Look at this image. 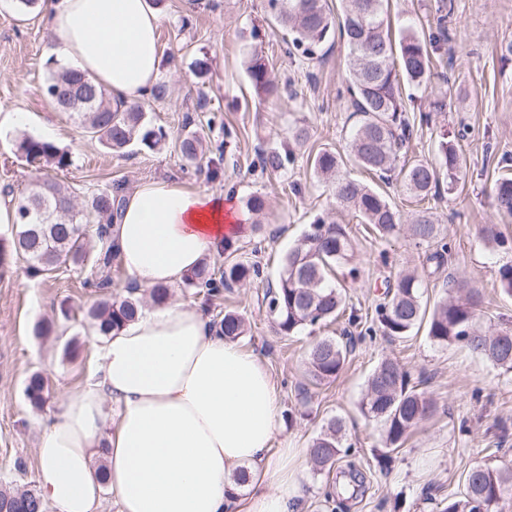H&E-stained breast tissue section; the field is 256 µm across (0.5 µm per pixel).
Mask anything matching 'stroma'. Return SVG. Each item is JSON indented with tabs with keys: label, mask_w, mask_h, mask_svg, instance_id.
Wrapping results in <instances>:
<instances>
[{
	"label": "stroma",
	"mask_w": 512,
	"mask_h": 512,
	"mask_svg": "<svg viewBox=\"0 0 512 512\" xmlns=\"http://www.w3.org/2000/svg\"><path fill=\"white\" fill-rule=\"evenodd\" d=\"M442 0H389L391 29L421 28ZM160 45L163 98L143 107L168 138L161 148L138 146L113 153L90 139L79 121L60 110L44 93L49 74L60 68L56 43L40 13L19 14L13 0H0V192L24 193L35 176L48 177L72 191L77 202L109 185L132 192L148 180L164 179L191 189L226 193L238 209L255 194L265 195L262 228L236 238L232 250L211 257L215 272L245 260L259 264L251 283L205 294L176 286L171 302L197 303L209 318L232 310L241 314L247 333L241 345L264 361L280 395L283 429L280 440L306 450L331 417L344 420L350 458L366 476V491L354 500L327 501L335 479L307 473L303 483L307 512H437L441 500L459 496L464 475L479 463L512 464V374L501 373L466 348L434 345L425 331L392 339L368 335L384 283L402 266H421L424 255L408 238L381 240L354 213L337 206L310 166L322 149L344 150L353 125L341 95L345 85L346 49L335 43L323 59L300 61L285 52V29L272 23L268 0H162ZM512 0H452L448 40L435 56V68L418 97L422 105L442 101L429 127L411 140L406 160L434 158L439 130L465 131L459 152L464 175L453 194L429 200L451 251L443 271L424 285V299L444 298L449 277L464 278L482 288L483 325L512 323V297L504 296L497 271L512 260V249L488 244L484 225H496L512 242V217L491 205L501 159L512 160ZM263 57L276 76L292 85L279 98L258 96L246 66ZM30 116L13 126L16 112ZM311 128L304 145H293L289 128ZM201 137L206 156L188 164L178 151L180 135ZM25 136L52 142L69 153L62 171L27 163L16 152ZM292 150L293 162L270 174L259 165L261 150ZM342 224L352 241L351 263L358 279H343L347 306L361 316L360 326L333 323L295 336H280L267 316L263 298L275 287L282 256L297 243L316 217ZM90 268L62 269L30 275L22 257H13L0 274V486L37 488V439L43 424L59 415L64 396L85 379L96 346L103 342L91 327L87 310L99 299L87 287ZM50 323L51 335L37 328ZM347 336L349 354L336 380L315 386L306 375L313 343L324 336ZM397 361L420 390L437 401V412L420 424L388 464L382 427L365 418L360 403L366 382L379 362ZM42 373L49 381L43 409L24 395L28 377Z\"/></svg>",
	"instance_id": "1"
}]
</instances>
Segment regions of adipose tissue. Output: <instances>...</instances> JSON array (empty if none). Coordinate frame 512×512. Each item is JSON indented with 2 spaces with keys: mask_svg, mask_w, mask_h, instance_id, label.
Returning a JSON list of instances; mask_svg holds the SVG:
<instances>
[{
  "mask_svg": "<svg viewBox=\"0 0 512 512\" xmlns=\"http://www.w3.org/2000/svg\"><path fill=\"white\" fill-rule=\"evenodd\" d=\"M45 20L60 59L113 101L150 97L161 65L150 0H48ZM237 229L226 194L155 180L126 196L109 239L143 291L177 286ZM281 429L279 394L257 354L196 304L145 307L106 337L86 381L40 431L38 493L57 512H97L105 491L117 512H299L300 453L275 446Z\"/></svg>",
  "mask_w": 512,
  "mask_h": 512,
  "instance_id": "obj_1",
  "label": "adipose tissue"
}]
</instances>
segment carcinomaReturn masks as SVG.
I'll return each instance as SVG.
<instances>
[{
  "label": "carcinoma",
  "instance_id": "1",
  "mask_svg": "<svg viewBox=\"0 0 512 512\" xmlns=\"http://www.w3.org/2000/svg\"><path fill=\"white\" fill-rule=\"evenodd\" d=\"M385 0H339L334 12L327 0H269L274 22L289 30L287 52L306 60L318 58V52L340 38L347 47L346 94L349 108L359 116L348 142L349 156L361 167L383 181L399 170L404 190L418 201L453 192L464 162L459 154L456 136L444 131L438 135L436 156L416 159L396 168L402 150L412 138L415 125H429L431 115L419 111L409 116L403 88L419 89L430 80L432 50L445 38L447 15L436 17L434 31L425 34L407 28L392 38L385 27ZM251 85L257 95L272 97L279 85L268 63L259 56L251 57L248 66ZM95 89L89 105L69 109L86 133L106 149L120 153L137 141L153 150L165 143L167 133L152 124L148 113L135 103L112 105V96L87 74L61 67L50 73L44 92L58 102L77 87ZM17 152L29 162H43L58 170L70 166V156L49 141L31 136L17 143ZM182 159L197 163L202 158V141L194 133L179 137ZM293 160L290 153L277 149L260 153L262 169L279 173ZM340 153L321 150L313 158V172L328 181L336 202L353 210L361 223L373 226L382 240L405 235L414 247L424 250L422 269L401 272L387 285L383 302L376 306L377 327L371 334L406 338L426 329L436 344L462 343L470 351L490 362L503 373H512V326L507 324L493 332L480 328L484 296L481 289L464 279L448 281V295L427 308L423 301V283L444 265L450 246L441 236L434 214L424 209L411 224H402V215L380 191L349 178L342 170ZM121 186L98 191L85 208L75 209L72 195L55 181L36 177L24 196L16 202L17 220L9 243L0 241V271L9 259L24 257L31 271L46 274L61 267L77 268L87 256V225H97L100 243L95 278L96 287L108 292L112 287V244L107 239V225L118 214ZM65 201L69 209L61 211L57 204ZM497 212L512 215V178L497 181L492 195ZM352 242L345 228L325 217L318 218L298 242L283 256L276 288L266 293L268 314L275 332L294 336L309 326L333 322L347 316L348 324L357 325L355 312H346V297L336 285L337 268L347 264ZM259 275V267L242 262L224 267L217 278L210 266L202 264L183 280L187 288L206 290L209 296L234 284H246ZM501 292L512 297V261L498 268ZM141 299L133 293L100 301L89 311L92 327L101 336L133 320ZM224 337L237 340L245 335L243 318L231 311L216 322ZM347 345L333 337L317 340L308 355L307 374L314 384L333 381L342 371ZM47 381L39 373L32 374L25 393L30 405L41 409L46 403ZM437 411L433 399L411 384L410 374L392 360L381 361L367 379V390L361 402L365 418L383 426L385 447L391 453L402 447L410 431ZM345 425L332 417L307 448V455L318 474H330L342 454ZM512 503V466L472 467L465 475L461 496L441 504L440 512H503ZM0 512H45L42 499L33 489H0Z\"/></svg>",
  "mask_w": 512,
  "mask_h": 512
}]
</instances>
